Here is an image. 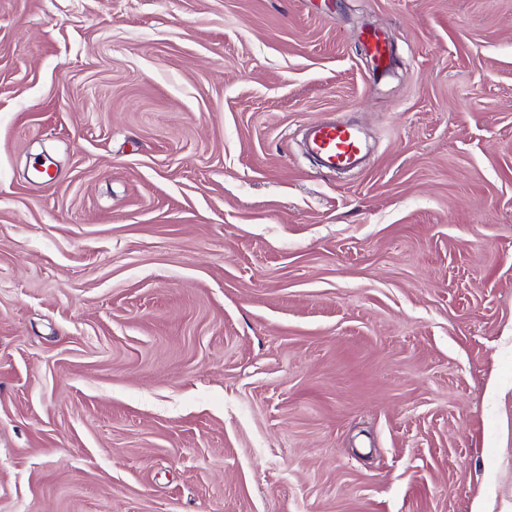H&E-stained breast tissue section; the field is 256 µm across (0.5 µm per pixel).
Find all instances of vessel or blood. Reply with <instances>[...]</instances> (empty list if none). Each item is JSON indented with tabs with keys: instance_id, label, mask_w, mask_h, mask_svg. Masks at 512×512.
<instances>
[{
	"instance_id": "1",
	"label": "vessel or blood",
	"mask_w": 512,
	"mask_h": 512,
	"mask_svg": "<svg viewBox=\"0 0 512 512\" xmlns=\"http://www.w3.org/2000/svg\"><path fill=\"white\" fill-rule=\"evenodd\" d=\"M368 52L379 73H387L392 53L385 34L378 30L365 35ZM305 146L321 170L328 172L361 169L366 143L358 127L350 123L322 121L305 129Z\"/></svg>"
}]
</instances>
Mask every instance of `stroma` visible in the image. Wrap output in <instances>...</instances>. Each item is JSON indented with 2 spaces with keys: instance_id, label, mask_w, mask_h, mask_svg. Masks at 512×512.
Segmentation results:
<instances>
[{
  "instance_id": "obj_1",
  "label": "stroma",
  "mask_w": 512,
  "mask_h": 512,
  "mask_svg": "<svg viewBox=\"0 0 512 512\" xmlns=\"http://www.w3.org/2000/svg\"><path fill=\"white\" fill-rule=\"evenodd\" d=\"M331 116L363 171L303 155ZM479 501L512 512V0H0V512ZM365 42L375 70L385 75L391 66L392 53L385 34L379 30H371L365 34Z\"/></svg>"
}]
</instances>
